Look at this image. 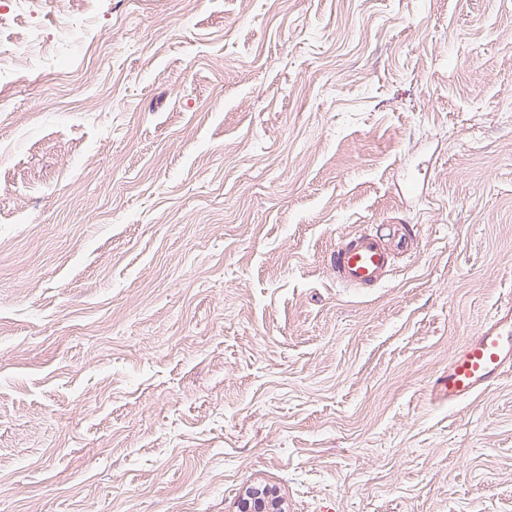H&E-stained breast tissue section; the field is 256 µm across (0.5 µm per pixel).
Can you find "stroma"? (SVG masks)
I'll use <instances>...</instances> for the list:
<instances>
[{"mask_svg":"<svg viewBox=\"0 0 512 512\" xmlns=\"http://www.w3.org/2000/svg\"><path fill=\"white\" fill-rule=\"evenodd\" d=\"M76 8L0 74V512H512V377L424 395L512 289V0ZM419 241L406 224H389L385 232L370 226L336 240L328 264L336 282L344 288L364 291L376 288L396 270V261L410 257ZM282 495L274 488L254 485L240 499L238 512H285Z\"/></svg>","mask_w":512,"mask_h":512,"instance_id":"obj_1","label":"stroma"}]
</instances>
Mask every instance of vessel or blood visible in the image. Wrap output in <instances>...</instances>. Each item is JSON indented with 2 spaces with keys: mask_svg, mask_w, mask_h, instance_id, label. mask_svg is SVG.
<instances>
[{
  "mask_svg": "<svg viewBox=\"0 0 512 512\" xmlns=\"http://www.w3.org/2000/svg\"><path fill=\"white\" fill-rule=\"evenodd\" d=\"M419 241L408 226L386 231L362 229L337 240L328 263L339 285L362 291L381 285L396 270V261L414 254ZM512 376V291L503 294L489 319L453 353L446 368L432 376L429 400L454 406L477 398Z\"/></svg>",
  "mask_w": 512,
  "mask_h": 512,
  "instance_id": "1",
  "label": "vessel or blood"
}]
</instances>
